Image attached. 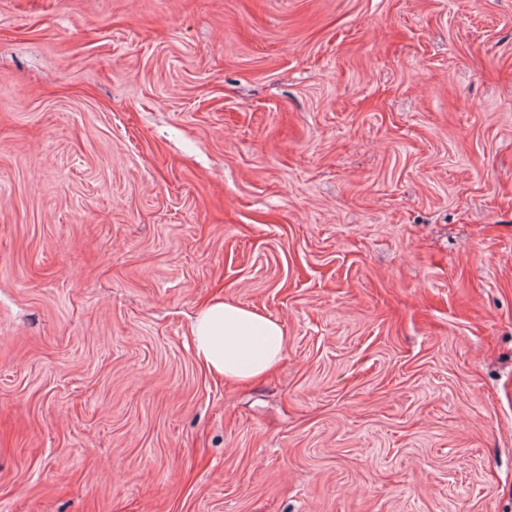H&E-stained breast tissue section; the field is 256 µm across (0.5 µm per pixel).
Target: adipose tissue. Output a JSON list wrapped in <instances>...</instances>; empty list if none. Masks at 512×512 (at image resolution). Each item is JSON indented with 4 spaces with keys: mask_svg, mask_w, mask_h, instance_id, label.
<instances>
[{
    "mask_svg": "<svg viewBox=\"0 0 512 512\" xmlns=\"http://www.w3.org/2000/svg\"><path fill=\"white\" fill-rule=\"evenodd\" d=\"M197 360L226 382L262 377L282 359L286 336L275 319L224 298L208 302L190 327Z\"/></svg>",
    "mask_w": 512,
    "mask_h": 512,
    "instance_id": "1",
    "label": "adipose tissue"
}]
</instances>
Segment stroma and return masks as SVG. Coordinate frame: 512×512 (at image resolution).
I'll return each mask as SVG.
<instances>
[{"mask_svg":"<svg viewBox=\"0 0 512 512\" xmlns=\"http://www.w3.org/2000/svg\"><path fill=\"white\" fill-rule=\"evenodd\" d=\"M0 512H512V0H0ZM190 336L197 360L229 383L267 374L281 361L287 343L277 320L224 298L199 310Z\"/></svg>","mask_w":512,"mask_h":512,"instance_id":"stroma-1","label":"stroma"}]
</instances>
